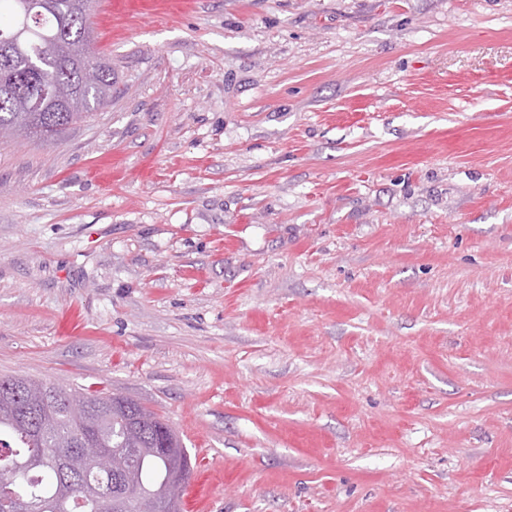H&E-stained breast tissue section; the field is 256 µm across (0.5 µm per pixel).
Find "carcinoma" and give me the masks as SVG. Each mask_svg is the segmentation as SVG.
Wrapping results in <instances>:
<instances>
[{"instance_id":"1","label":"carcinoma","mask_w":512,"mask_h":512,"mask_svg":"<svg viewBox=\"0 0 512 512\" xmlns=\"http://www.w3.org/2000/svg\"><path fill=\"white\" fill-rule=\"evenodd\" d=\"M35 17L26 18L21 0H0V136L54 139L63 130L93 115L112 97V65L91 48L92 0H35ZM21 377L0 378V478L15 461L34 457L38 463L17 473L0 491V512H18L16 498L27 512H56L63 482L71 495L61 512H111L106 502L87 492L119 485L116 474L82 460L76 470L57 462L68 443L87 441L92 448L130 459L128 482L134 495L154 496L177 473L191 466V455L176 432L140 402L105 392L87 391L91 406L102 405L106 417L99 433L74 419L62 394L74 389L51 382H33L53 394L46 421L27 407Z\"/></svg>"}]
</instances>
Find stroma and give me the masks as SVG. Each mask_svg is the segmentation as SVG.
Masks as SVG:
<instances>
[{
    "instance_id": "1",
    "label": "stroma",
    "mask_w": 512,
    "mask_h": 512,
    "mask_svg": "<svg viewBox=\"0 0 512 512\" xmlns=\"http://www.w3.org/2000/svg\"><path fill=\"white\" fill-rule=\"evenodd\" d=\"M93 12L111 100L0 141V377L166 420L184 512H512V0Z\"/></svg>"
}]
</instances>
